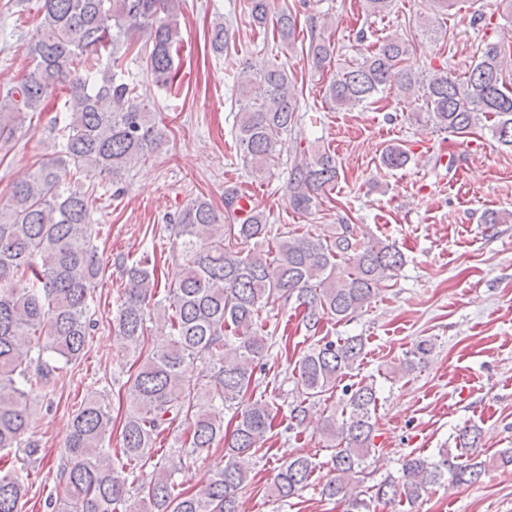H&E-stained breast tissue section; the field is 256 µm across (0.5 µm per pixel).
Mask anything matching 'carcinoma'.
<instances>
[{"label": "carcinoma", "mask_w": 512, "mask_h": 512, "mask_svg": "<svg viewBox=\"0 0 512 512\" xmlns=\"http://www.w3.org/2000/svg\"><path fill=\"white\" fill-rule=\"evenodd\" d=\"M36 32L27 43L28 65L21 80L0 87V143L15 139L27 119L43 111L45 101L65 93L62 117L53 120L59 150L13 184L0 202V450L35 448L29 400L49 395L51 383L85 349L91 321L89 299L103 271L93 241L100 225L88 210L79 175L94 168L119 182L131 166L158 148L165 136L126 78L129 62L140 61L159 87L179 82L182 36L181 0H38ZM369 16L389 12L392 0H362ZM417 25L428 29L458 0H427ZM254 25L270 21V0H250ZM275 31L287 45L296 42L298 14L275 15ZM412 46L395 35L374 42L362 62L336 71L326 86L332 105L345 110L369 102L396 78L398 93L422 100L428 118L450 133L465 135L482 121L503 146L512 147V88L504 82L512 62V41L490 43L462 78L450 71L424 79L407 67ZM333 56L331 44L312 37L307 58L321 69ZM261 97L249 94L251 75L239 84L237 140L243 162L255 177L274 164L297 124L299 90L285 69L266 63L256 71ZM408 152L389 147L381 158L388 170L403 167ZM338 180L334 156L323 150L295 162L288 176L294 209L311 210ZM237 190L224 193V212L204 198L190 201L176 218L181 276L163 299L157 267L148 258L125 265L119 296L117 336L137 354V370L128 377L122 448L112 452L106 439L112 415L105 399L90 395L73 411L60 467L56 512H237L238 496L249 481L248 461L265 447L278 412L276 402L256 395L262 384L273 336L260 320L262 308L293 300L302 308V324L317 332L324 316L345 319L369 304L383 283L397 276L405 256L394 244L368 238L354 224L340 225L332 240L312 234L271 235L263 212L236 215ZM170 326L167 344L145 348L151 313ZM361 336L320 338L298 361L296 398L288 431L304 426L307 405L337 384L362 356ZM433 344L420 340L400 363L404 374L421 369ZM199 363L196 379L185 366ZM208 399L197 395L199 382ZM341 412L320 427L333 450L335 477L326 485L341 498L345 512H371L376 499L386 504L413 503L435 486L472 484L490 467L512 465V448L478 459L480 431L464 428L456 450L441 448L434 457L408 456L401 475L388 476L354 491L376 452L372 411L374 382L342 387ZM235 407L231 431L224 410ZM186 426L179 445L186 463L224 445V467L193 491H176V482L155 460L157 440L174 424ZM316 469L301 454L281 465L272 492L283 500L298 495ZM25 477L0 475V512H19Z\"/></svg>", "instance_id": "1"}]
</instances>
